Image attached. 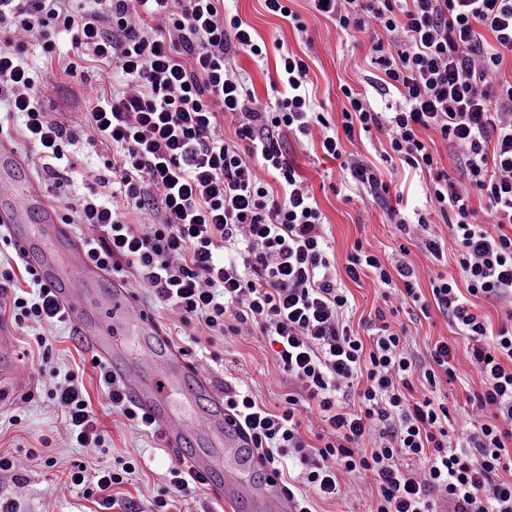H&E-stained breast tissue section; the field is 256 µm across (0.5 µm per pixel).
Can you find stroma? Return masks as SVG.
Segmentation results:
<instances>
[{"label": "stroma", "instance_id": "stroma-1", "mask_svg": "<svg viewBox=\"0 0 512 512\" xmlns=\"http://www.w3.org/2000/svg\"><path fill=\"white\" fill-rule=\"evenodd\" d=\"M292 10L301 14L306 22V33H297L286 19L268 14L262 0H224L227 12L239 16L251 25L258 38L268 47L266 59L258 61L247 53H239L235 65L243 72L256 95L274 96L276 82V44L297 51L309 65V76L319 105L330 115H338L345 104L340 92L343 84L366 90L375 110H383L386 99L366 82L375 78L376 69L368 57L370 39L355 31L346 32L334 23L315 15L308 0H290ZM55 81L42 91V102L52 115L81 124L84 123L89 104L85 98L86 84L95 82L98 72L85 61L75 60L67 34L57 38V53L52 61ZM288 156L312 185L325 217V231L337 268H344L345 257L356 241L382 258L397 259L407 256L418 268H426L430 261L413 241L397 237L388 220L385 203L374 201L367 193H348L341 184L342 173L334 160L323 159L318 148L306 142L289 140ZM69 156L76 169H65L59 178L42 176L49 197L58 204H66L87 189L82 183L81 170L86 166L102 165L111 156L110 146L100 144L88 147L85 143L70 146ZM398 181L404 188L402 209L406 213L430 211L432 222L442 240L445 253L456 250V243L440 213L434 212L426 197V175L412 170L399 171ZM397 320L407 329V341L414 355L427 359L428 348L438 338L453 342L458 379L442 388L449 412L454 420L465 418L472 411L470 395L479 391L480 383L470 358V344L466 337L457 335L440 313L431 318H413L410 310H401ZM34 329L20 328L9 316L0 317V336H6L13 348L19 372L18 380L0 384L5 397L0 400V454L17 460L14 473L0 474V495H11L15 478H22L25 495L20 501V512H93L94 503L79 495L67 475L73 464L95 468L98 452L91 448H75L61 439L64 417L60 408L49 400L46 391L69 374H77L90 397L92 409L101 427L108 430L111 446L108 460L125 457L128 450H138L140 466L131 474L125 487L143 512H149L157 492L169 485V471L177 461L166 445L156 443L134 422L113 412L99 380L98 369L93 368L87 349L82 345L72 324L43 327L52 347L51 360L46 373L31 374V360L38 353L33 342ZM190 334L200 340L211 341L212 351L220 356L209 371L216 380L234 379L236 384L251 390L271 411H279L290 390L288 377L274 360L265 341L258 336L230 334L210 338L205 328L192 325ZM50 440V454L54 466H45L38 454L43 440Z\"/></svg>", "mask_w": 512, "mask_h": 512}]
</instances>
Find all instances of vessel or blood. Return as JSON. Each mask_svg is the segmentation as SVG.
Listing matches in <instances>:
<instances>
[{
    "instance_id": "b4317fda",
    "label": "vessel or blood",
    "mask_w": 512,
    "mask_h": 512,
    "mask_svg": "<svg viewBox=\"0 0 512 512\" xmlns=\"http://www.w3.org/2000/svg\"><path fill=\"white\" fill-rule=\"evenodd\" d=\"M0 229L50 288L82 342L164 431L170 451L225 512H294L209 372L180 353L121 281L90 262L9 140L0 135ZM140 350L129 355L127 343Z\"/></svg>"
}]
</instances>
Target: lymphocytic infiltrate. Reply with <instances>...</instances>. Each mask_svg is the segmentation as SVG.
<instances>
[{
  "mask_svg": "<svg viewBox=\"0 0 512 512\" xmlns=\"http://www.w3.org/2000/svg\"><path fill=\"white\" fill-rule=\"evenodd\" d=\"M94 2L89 10L84 0H0V108L20 118L46 175H58L69 145L111 146L103 167L85 170L87 194L67 206V223L92 230L91 261L151 289L183 326L274 346L295 387L283 409L271 412L229 380L224 404L262 464L298 463L287 481L296 512H312L310 494L335 499L360 487L371 512H438L441 500L451 512H512V311L494 325L476 309L483 299H512V82L501 76L512 0H309L336 27L370 35L379 87L392 95L379 112L342 85L347 104L334 120L318 111L296 51L279 54L285 94L264 101L250 90L235 55L262 60L267 48L224 0ZM60 33L77 58L101 65L80 127L45 112L41 93L54 69L26 61L28 39L49 60ZM375 129L388 135L385 173L342 148ZM430 132L459 160V177L441 169ZM290 137L318 143L348 183L378 199L399 167L425 173L426 195L457 241L456 275L383 260L359 242L337 268L315 193L282 150ZM390 221L443 260L430 213L395 210ZM25 274L18 287L14 266L0 264V313L22 328L63 321L35 270ZM364 281L385 306L411 302L426 318L439 311L469 340L481 389L462 429L439 395L458 377L454 345L438 339L428 360H417L405 328L386 322L383 309L354 329L347 285ZM47 396L64 411L68 441L106 450L109 432L77 375ZM310 412L326 427L314 444L302 434ZM135 463L130 455L91 473L80 464L69 477L100 512H136L121 492Z\"/></svg>",
  "mask_w": 512,
  "mask_h": 512,
  "instance_id": "f902f5d3",
  "label": "lymphocytic infiltrate"
}]
</instances>
